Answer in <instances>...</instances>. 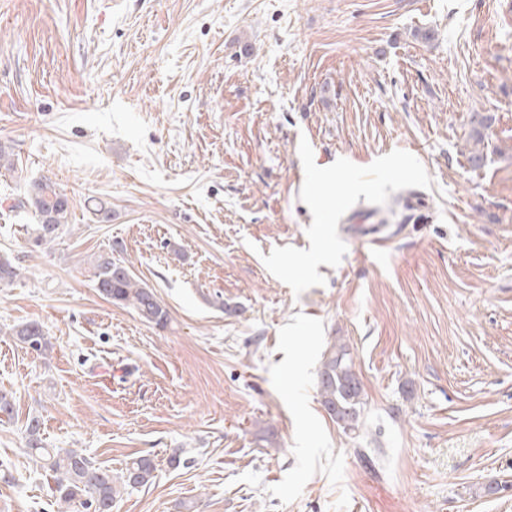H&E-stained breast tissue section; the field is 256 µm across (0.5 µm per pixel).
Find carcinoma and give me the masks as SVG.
Here are the masks:
<instances>
[{
    "label": "carcinoma",
    "instance_id": "1",
    "mask_svg": "<svg viewBox=\"0 0 512 512\" xmlns=\"http://www.w3.org/2000/svg\"><path fill=\"white\" fill-rule=\"evenodd\" d=\"M30 206L39 217L33 229L31 247L40 249L58 238L69 224L70 202L55 184L46 179L29 183L27 197L15 207ZM94 287L109 302L133 310L140 320L164 328L169 312L154 290L112 257L103 252L92 261ZM26 349L45 354L51 342L42 324L29 322L10 329ZM321 402L329 416L344 432L358 430L363 405V389L355 371L349 345L334 341L323 353L318 374ZM27 447L35 460L43 463L53 478L59 502L67 508H82L84 512H112L114 502L127 490L152 482L156 465L148 455L137 456L127 463L121 473L97 465L85 454L74 450L47 448L40 435L39 422L27 424Z\"/></svg>",
    "mask_w": 512,
    "mask_h": 512
}]
</instances>
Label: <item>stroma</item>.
Returning a JSON list of instances; mask_svg holds the SVG:
<instances>
[{
  "instance_id": "1",
  "label": "stroma",
  "mask_w": 512,
  "mask_h": 512,
  "mask_svg": "<svg viewBox=\"0 0 512 512\" xmlns=\"http://www.w3.org/2000/svg\"><path fill=\"white\" fill-rule=\"evenodd\" d=\"M0 142V512L59 510L34 417L154 458L113 512H512V0H0ZM43 176L71 217L34 250L12 203ZM106 250L167 328L99 295ZM32 321L47 355L9 334ZM321 402L345 433L358 430L363 389L349 345L335 340L323 353L318 374Z\"/></svg>"
}]
</instances>
